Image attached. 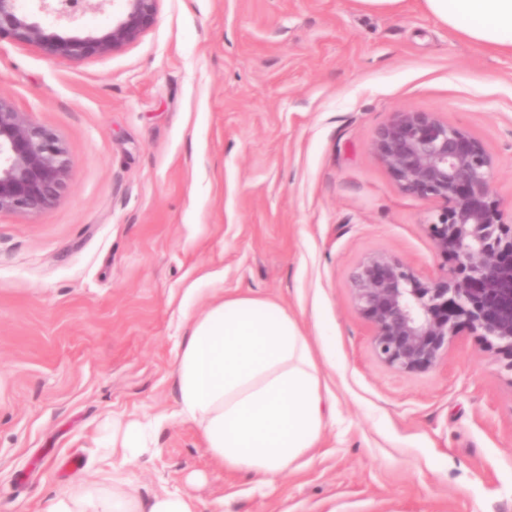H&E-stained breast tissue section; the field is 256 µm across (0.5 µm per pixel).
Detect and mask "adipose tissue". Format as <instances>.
Returning a JSON list of instances; mask_svg holds the SVG:
<instances>
[{
    "instance_id": "1",
    "label": "adipose tissue",
    "mask_w": 512,
    "mask_h": 512,
    "mask_svg": "<svg viewBox=\"0 0 512 512\" xmlns=\"http://www.w3.org/2000/svg\"><path fill=\"white\" fill-rule=\"evenodd\" d=\"M428 13L474 44L512 52V0H423ZM183 418L199 428L227 470L285 480L319 442L322 380L298 322L271 302L221 299L191 319L177 356ZM45 512H195L190 495L163 492L142 502L121 476L112 491L73 489Z\"/></svg>"
}]
</instances>
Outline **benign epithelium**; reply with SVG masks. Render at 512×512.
Returning a JSON list of instances; mask_svg holds the SVG:
<instances>
[{
  "mask_svg": "<svg viewBox=\"0 0 512 512\" xmlns=\"http://www.w3.org/2000/svg\"><path fill=\"white\" fill-rule=\"evenodd\" d=\"M120 2L111 25L60 34L44 28L21 0H0V40L34 46L48 59L114 54L152 29L161 0ZM373 148L403 192L446 203L427 229L434 249L452 262L428 282L386 254L353 268V301L372 325L375 357L397 371L428 370L466 328L512 369V211L494 195V157L435 112L396 113L377 131ZM67 186L60 138L0 95V213L38 214Z\"/></svg>",
  "mask_w": 512,
  "mask_h": 512,
  "instance_id": "benign-epithelium-1",
  "label": "benign epithelium"
}]
</instances>
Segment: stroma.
Here are the masks:
<instances>
[{
  "label": "stroma",
  "instance_id": "35a3bbf8",
  "mask_svg": "<svg viewBox=\"0 0 512 512\" xmlns=\"http://www.w3.org/2000/svg\"><path fill=\"white\" fill-rule=\"evenodd\" d=\"M74 9L36 19L112 22L93 0ZM0 95L69 162L50 207L0 214V512L116 474L197 512H512V370L466 330L432 369L388 368L349 285L373 253L424 280L446 270L427 232L444 201L404 193L372 149L395 113L480 139L512 203V53L421 0H162L138 43L104 57L1 40ZM212 288L275 302L312 339L326 424L288 481L224 470L179 414L177 355ZM156 416L152 452L113 456V431Z\"/></svg>",
  "mask_w": 512,
  "mask_h": 512
}]
</instances>
